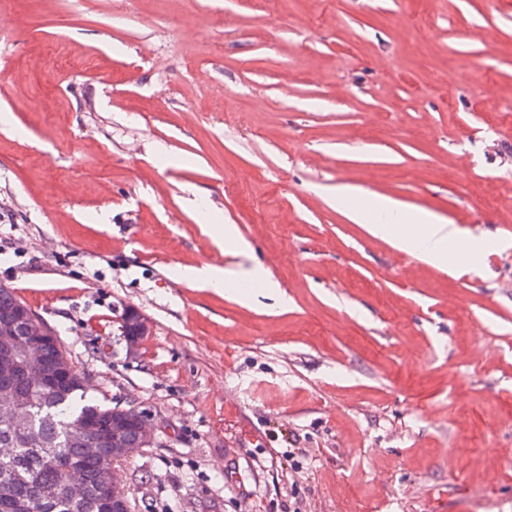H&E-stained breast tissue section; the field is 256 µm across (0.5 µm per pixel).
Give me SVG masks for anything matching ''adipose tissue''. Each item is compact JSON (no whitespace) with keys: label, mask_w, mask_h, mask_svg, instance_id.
Returning a JSON list of instances; mask_svg holds the SVG:
<instances>
[{"label":"adipose tissue","mask_w":512,"mask_h":512,"mask_svg":"<svg viewBox=\"0 0 512 512\" xmlns=\"http://www.w3.org/2000/svg\"><path fill=\"white\" fill-rule=\"evenodd\" d=\"M352 198L356 199L357 204L350 211V220L367 225L374 236L389 235L393 226L403 218L399 205L390 198L375 194L366 196L361 189L347 185L337 188V204H344ZM458 234L454 225L440 222L432 213L423 212L417 216L415 223L405 226L396 246L431 265L444 267L448 264V253Z\"/></svg>","instance_id":"1"}]
</instances>
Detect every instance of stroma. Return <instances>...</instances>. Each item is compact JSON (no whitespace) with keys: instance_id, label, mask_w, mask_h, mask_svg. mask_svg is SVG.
Returning <instances> with one entry per match:
<instances>
[{"instance_id":"stroma-1","label":"stroma","mask_w":512,"mask_h":512,"mask_svg":"<svg viewBox=\"0 0 512 512\" xmlns=\"http://www.w3.org/2000/svg\"><path fill=\"white\" fill-rule=\"evenodd\" d=\"M341 184L455 224L448 267ZM0 213V284L159 424L134 512H512V0H0ZM335 197L338 205L344 204L350 198H357L358 202L351 209L349 218L356 224H368L369 232L376 237L389 235L393 226L403 219L399 205L384 196H365L361 189L342 185L336 189ZM204 232L218 241L224 251L234 253H246L250 250V245L238 233L234 224H209L203 227ZM178 276L194 283L202 284L209 288L222 289L228 287L229 292L240 296L242 305H249L252 295L236 291L239 288L238 284L232 281V277L224 268H220L209 263H204L200 266L186 267L179 270ZM247 280L252 284V288H263L270 292L277 293L280 301H286L285 294L281 293V286L278 282L273 281L268 273V270L261 265L254 266L246 275ZM120 332L130 346H138L151 335L148 318L138 309H127L120 318Z\"/></svg>"}]
</instances>
